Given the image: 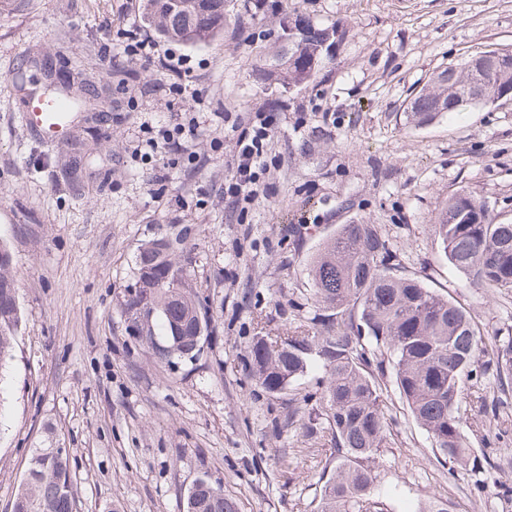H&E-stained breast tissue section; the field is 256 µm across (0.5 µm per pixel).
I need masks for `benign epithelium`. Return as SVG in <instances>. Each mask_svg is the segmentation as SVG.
<instances>
[{
	"label": "benign epithelium",
	"instance_id": "7a95c632",
	"mask_svg": "<svg viewBox=\"0 0 512 512\" xmlns=\"http://www.w3.org/2000/svg\"><path fill=\"white\" fill-rule=\"evenodd\" d=\"M510 60L512 48H494L471 58L461 71L453 65L448 66V83H453L461 72L467 76L466 84L452 98L450 108L480 109L502 99L493 91V79L500 73L503 64Z\"/></svg>",
	"mask_w": 512,
	"mask_h": 512
}]
</instances>
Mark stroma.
I'll return each mask as SVG.
<instances>
[{
	"mask_svg": "<svg viewBox=\"0 0 512 512\" xmlns=\"http://www.w3.org/2000/svg\"><path fill=\"white\" fill-rule=\"evenodd\" d=\"M143 5L13 0L0 10V240L23 315L0 376V512L49 430L70 454L77 512H184L201 479L239 512H317L334 465L323 372L269 395L250 372V343L307 335L321 314L309 263L343 224L374 225L399 275L462 306L484 335L512 336V290L470 286L433 231L463 191L512 224V95L424 125L407 112L435 71L512 47V0H224L210 43L156 38L154 57L131 58L127 31L154 32ZM296 17L345 38L312 80L289 87L262 68ZM162 57L187 72L185 87L164 79ZM53 77L85 84L95 108L48 144L25 124V91ZM261 107L277 117L272 165L241 216L224 182L235 128ZM176 236L214 333L196 360L167 363L131 335L121 303L141 247ZM379 383L388 427L373 494L386 512L431 500L512 512V401L479 410L500 394L493 376L460 410L489 464L453 474L392 373Z\"/></svg>",
	"mask_w": 512,
	"mask_h": 512,
	"instance_id": "35a3bbf8",
	"label": "stroma"
}]
</instances>
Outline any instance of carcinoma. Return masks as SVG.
<instances>
[{
    "mask_svg": "<svg viewBox=\"0 0 512 512\" xmlns=\"http://www.w3.org/2000/svg\"><path fill=\"white\" fill-rule=\"evenodd\" d=\"M143 18L160 37L183 45L208 43L224 28V0H146ZM296 53L276 57L267 74L283 84L311 80L330 59L328 29L309 20L294 26ZM451 97L443 72L411 101L418 123L437 116ZM459 216L450 224L448 212ZM434 232L448 263L481 288L512 289V224H497L483 200L466 193L448 198L438 210ZM175 248L157 239L137 257V284L122 309L136 323L137 337L161 361L194 360L201 340L212 336L201 299L180 287L187 267L174 261ZM393 255L372 224H343L310 262L315 299L326 315L311 336H255L251 372L270 395L291 388L314 363L328 370L320 400L330 427L336 464L321 494L319 512H383L370 498L376 479L367 462L383 445L386 418L375 372H392L411 416L432 438L448 464L480 468L467 445L459 408L466 385L489 371L500 387L512 378L508 347L486 343L472 316L455 302L426 288L415 277L394 273ZM13 258L0 241V369L13 358L22 318ZM77 492L70 456L53 440L32 451L27 477L14 495L12 512H73ZM185 512H238L224 491L200 479L188 491Z\"/></svg>",
    "mask_w": 512,
    "mask_h": 512,
    "instance_id": "cac0c4a2",
    "label": "carcinoma"
}]
</instances>
